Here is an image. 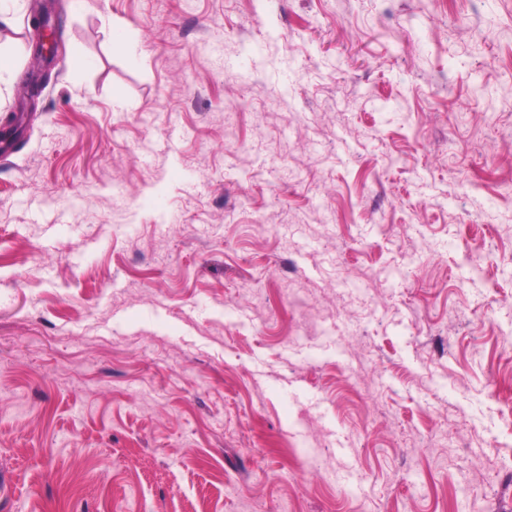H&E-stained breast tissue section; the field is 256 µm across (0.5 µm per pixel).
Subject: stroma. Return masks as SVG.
Returning <instances> with one entry per match:
<instances>
[{
    "label": "stroma",
    "instance_id": "obj_1",
    "mask_svg": "<svg viewBox=\"0 0 512 512\" xmlns=\"http://www.w3.org/2000/svg\"><path fill=\"white\" fill-rule=\"evenodd\" d=\"M0 0V512H512V0ZM52 7L55 11V0H40L33 31V67L29 71L28 80L22 85L19 91L20 101L29 105V111L35 110V102L39 96V89L32 80L36 79L38 84L46 81L47 75L51 72L50 63L63 54L60 36L55 28L43 27L38 19L43 9Z\"/></svg>",
    "mask_w": 512,
    "mask_h": 512
}]
</instances>
